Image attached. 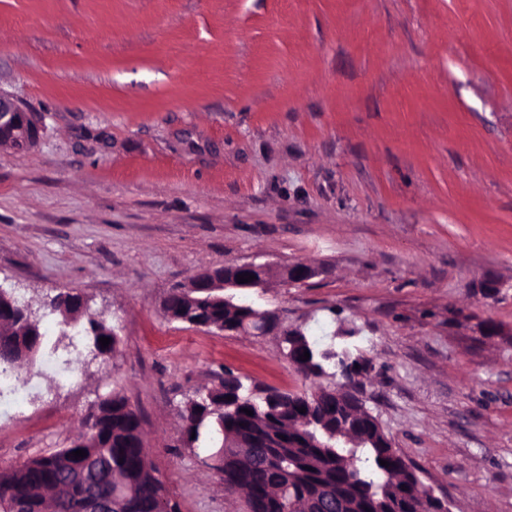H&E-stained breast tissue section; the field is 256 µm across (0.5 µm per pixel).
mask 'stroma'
<instances>
[{"instance_id": "stroma-1", "label": "stroma", "mask_w": 512, "mask_h": 512, "mask_svg": "<svg viewBox=\"0 0 512 512\" xmlns=\"http://www.w3.org/2000/svg\"><path fill=\"white\" fill-rule=\"evenodd\" d=\"M0 287L46 347L0 404V471L70 446L118 391L180 512H248L181 415L225 372L315 389L275 337L168 319L190 277L320 276L236 299L368 366L362 398L452 512H512V0H0ZM81 292L98 357L47 302ZM76 382L56 371L72 345ZM41 116L22 106L13 96L0 91V148H33L40 139ZM322 271L308 264L297 262L282 267H273L269 264H256L254 262L224 266V275L216 277L209 271L211 278L206 284L211 291L224 294L227 288H263L267 285L271 275L276 274L278 281L286 286L307 283L318 276ZM249 273L255 279L249 283H238L237 275ZM20 379H16V376L13 374H2L0 373V393L1 390L10 396L15 403L18 405H22L26 399V390L31 380L22 381Z\"/></svg>"}]
</instances>
